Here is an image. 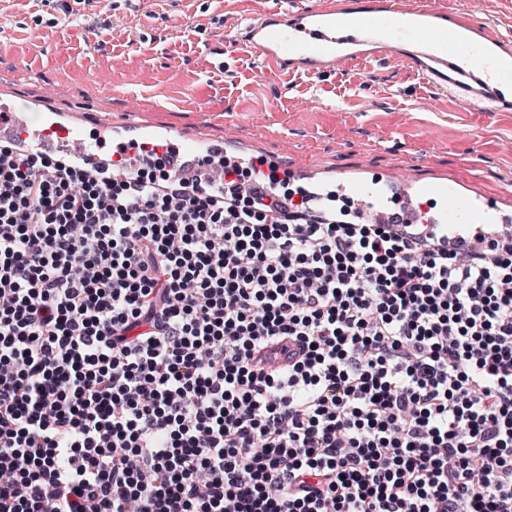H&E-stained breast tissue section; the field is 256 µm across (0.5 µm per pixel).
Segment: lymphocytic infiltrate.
I'll return each instance as SVG.
<instances>
[{"label":"lymphocytic infiltrate","mask_w":512,"mask_h":512,"mask_svg":"<svg viewBox=\"0 0 512 512\" xmlns=\"http://www.w3.org/2000/svg\"><path fill=\"white\" fill-rule=\"evenodd\" d=\"M0 146V512H512V238Z\"/></svg>","instance_id":"1"}]
</instances>
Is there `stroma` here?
<instances>
[{
	"mask_svg": "<svg viewBox=\"0 0 512 512\" xmlns=\"http://www.w3.org/2000/svg\"><path fill=\"white\" fill-rule=\"evenodd\" d=\"M310 0H0V103L32 101L84 129L108 119L281 158L314 182L415 194L450 182L479 224L512 223V111L474 112L381 56L329 71L261 72L233 42L246 20ZM512 39V0H433Z\"/></svg>",
	"mask_w": 512,
	"mask_h": 512,
	"instance_id": "35a3bbf8",
	"label": "stroma"
}]
</instances>
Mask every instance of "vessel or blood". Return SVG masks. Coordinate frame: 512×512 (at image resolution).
I'll return each instance as SVG.
<instances>
[{"label": "vessel or blood", "instance_id": "obj_1", "mask_svg": "<svg viewBox=\"0 0 512 512\" xmlns=\"http://www.w3.org/2000/svg\"><path fill=\"white\" fill-rule=\"evenodd\" d=\"M396 42L416 46L408 64L425 82L464 98L471 109L512 107V42L425 0L409 7L403 0H313L307 7L247 22L240 45L261 70L315 76L387 55ZM50 124L66 128L88 163L101 164L98 143L86 140L66 114H54ZM437 190L448 201L441 223L457 224L472 214V202L454 184Z\"/></svg>", "mask_w": 512, "mask_h": 512}]
</instances>
